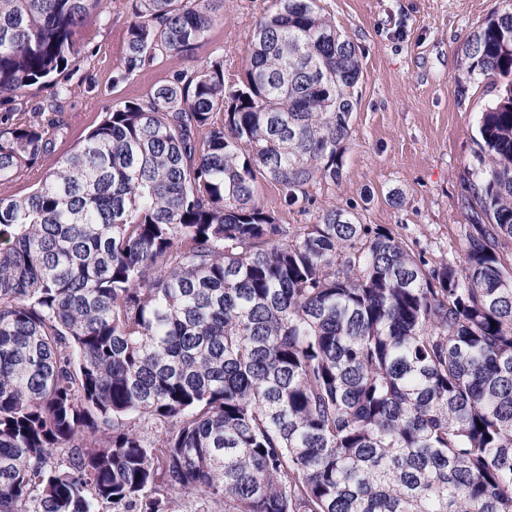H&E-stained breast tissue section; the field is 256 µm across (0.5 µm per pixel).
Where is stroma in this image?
<instances>
[{"instance_id":"35a3bbf8","label":"stroma","mask_w":512,"mask_h":512,"mask_svg":"<svg viewBox=\"0 0 512 512\" xmlns=\"http://www.w3.org/2000/svg\"><path fill=\"white\" fill-rule=\"evenodd\" d=\"M336 27L355 44L361 74L354 88L350 136L339 181L308 190L305 205L281 208L276 189L259 187V199L283 224L313 223L328 205L354 210L365 224L390 227L414 251L459 265L465 253L469 210L463 182L472 157L477 119L495 96L483 76H467L460 52L492 13L512 10V0H320ZM266 0H219L218 19L191 57L158 58L123 77L130 14L126 0H105L85 23L78 58L65 81L67 123L50 168L69 153L103 112L141 98L174 72L190 70L218 54L244 64L250 33ZM401 191L402 205L388 201Z\"/></svg>"}]
</instances>
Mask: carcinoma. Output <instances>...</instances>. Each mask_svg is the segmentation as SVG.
I'll list each match as a JSON object with an SVG mask.
<instances>
[{
    "label": "carcinoma",
    "instance_id": "1",
    "mask_svg": "<svg viewBox=\"0 0 512 512\" xmlns=\"http://www.w3.org/2000/svg\"><path fill=\"white\" fill-rule=\"evenodd\" d=\"M103 0H0V512H512V11L460 65L496 81L459 267L288 207L340 178L360 60L319 0H271L244 67L179 71L64 125ZM215 0H127L120 78L190 53ZM496 326H491V323ZM47 91L45 89H40L37 87H33L29 91H27L25 97L15 102H1L0 103V117L3 122L4 116L7 114L6 112H18L21 109V112L25 110V112L34 111L35 106L41 102L46 97ZM26 108V109H25ZM17 110V111H16Z\"/></svg>",
    "mask_w": 512,
    "mask_h": 512
}]
</instances>
